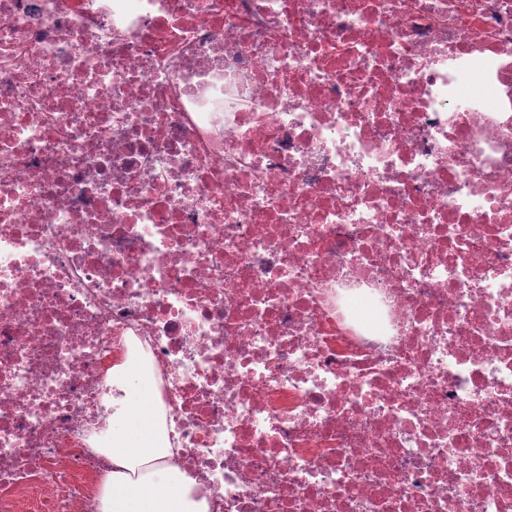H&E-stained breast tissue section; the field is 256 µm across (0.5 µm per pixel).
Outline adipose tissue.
Segmentation results:
<instances>
[{"label": "adipose tissue", "mask_w": 512, "mask_h": 512, "mask_svg": "<svg viewBox=\"0 0 512 512\" xmlns=\"http://www.w3.org/2000/svg\"><path fill=\"white\" fill-rule=\"evenodd\" d=\"M112 375L134 382L141 403L113 426L112 440L102 450L112 471L98 512H207L206 501L196 495L195 479L167 462L170 451L152 420L151 383L126 363L113 365Z\"/></svg>", "instance_id": "adipose-tissue-1"}]
</instances>
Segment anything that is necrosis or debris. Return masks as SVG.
<instances>
[{
  "instance_id": "4bbe7bcc",
  "label": "necrosis or debris",
  "mask_w": 512,
  "mask_h": 512,
  "mask_svg": "<svg viewBox=\"0 0 512 512\" xmlns=\"http://www.w3.org/2000/svg\"><path fill=\"white\" fill-rule=\"evenodd\" d=\"M126 358L208 512H512V0H0V512Z\"/></svg>"
}]
</instances>
